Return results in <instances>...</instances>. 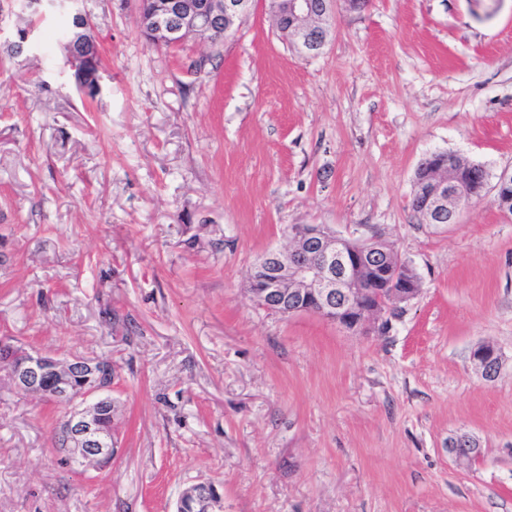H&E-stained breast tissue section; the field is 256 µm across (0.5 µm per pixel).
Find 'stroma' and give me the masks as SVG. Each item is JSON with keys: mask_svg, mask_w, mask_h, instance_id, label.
Returning a JSON list of instances; mask_svg holds the SVG:
<instances>
[{"mask_svg": "<svg viewBox=\"0 0 512 512\" xmlns=\"http://www.w3.org/2000/svg\"><path fill=\"white\" fill-rule=\"evenodd\" d=\"M78 7L93 98L65 15L0 0V336L116 362L119 453L66 465L68 406L0 365V512H176L198 482L224 512H512V0H339L313 58L267 0L215 46L153 44L139 0ZM439 151L489 174L455 224L411 209ZM292 224L380 235L420 294L382 334L258 307L247 277ZM458 432L479 460L449 454ZM90 29L91 23L87 15L79 11L71 15L68 62L73 71L77 89L88 96L90 93L96 95L100 86L99 49L88 33ZM74 45H77L80 50L72 51L70 48ZM495 196L494 203L504 213L511 215L512 213V170L503 171L494 187ZM478 372L487 381L495 380L503 369L501 354L491 345L478 346L472 353Z\"/></svg>", "mask_w": 512, "mask_h": 512, "instance_id": "1", "label": "stroma"}]
</instances>
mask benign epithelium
I'll list each match as a JSON object with an SVG mask.
<instances>
[{"mask_svg":"<svg viewBox=\"0 0 512 512\" xmlns=\"http://www.w3.org/2000/svg\"><path fill=\"white\" fill-rule=\"evenodd\" d=\"M22 6L37 4L42 13L66 8L71 0H21ZM253 0H155L140 10L139 28L157 45L174 47L190 37L212 44L235 37ZM276 29L289 39L299 54L320 55L328 43L336 11V0H269ZM87 15H71L69 66L77 89L85 95L98 93L99 49L89 34ZM451 163L441 153L426 158L423 178L413 180L412 197L420 200L426 220L445 224L471 195L460 179L448 175ZM494 203L505 214L512 213V170L502 172L495 185ZM290 245L266 251L255 263L246 292L257 305L280 314H314L348 331L388 330L390 318L399 315L401 304L416 297L420 282L411 265L379 236L357 238L340 235L322 224H291ZM370 274L374 288L362 286ZM478 372L487 381L503 369L501 354L491 345L472 353ZM0 362L10 366L15 387L46 401L75 405L63 422L57 447L78 466L103 465L116 453L112 433L103 418L114 419L112 399L116 375L107 360L74 355L58 358L29 351L0 338ZM448 453L478 460L480 441L468 433L451 436ZM177 512H223V499L210 483H196L179 497Z\"/></svg>","mask_w":512,"mask_h":512,"instance_id":"1","label":"benign epithelium"}]
</instances>
